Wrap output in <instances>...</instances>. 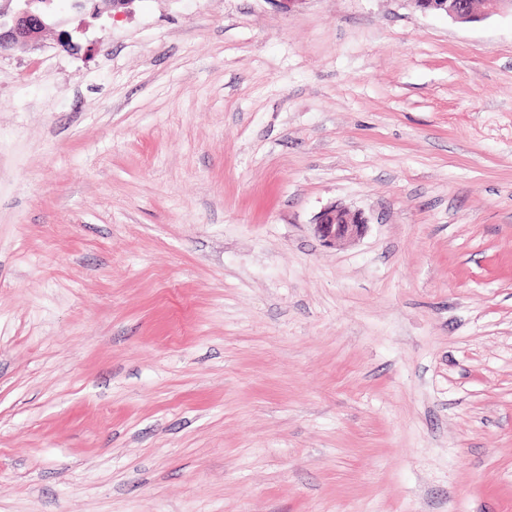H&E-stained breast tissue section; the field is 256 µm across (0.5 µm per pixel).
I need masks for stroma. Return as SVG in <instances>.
<instances>
[{"label": "stroma", "mask_w": 512, "mask_h": 512, "mask_svg": "<svg viewBox=\"0 0 512 512\" xmlns=\"http://www.w3.org/2000/svg\"><path fill=\"white\" fill-rule=\"evenodd\" d=\"M0 512H512V14L64 0L1 54ZM368 221L362 214H351L346 208L328 207L318 216L316 233L323 243L336 245L337 242L361 237Z\"/></svg>", "instance_id": "stroma-1"}]
</instances>
